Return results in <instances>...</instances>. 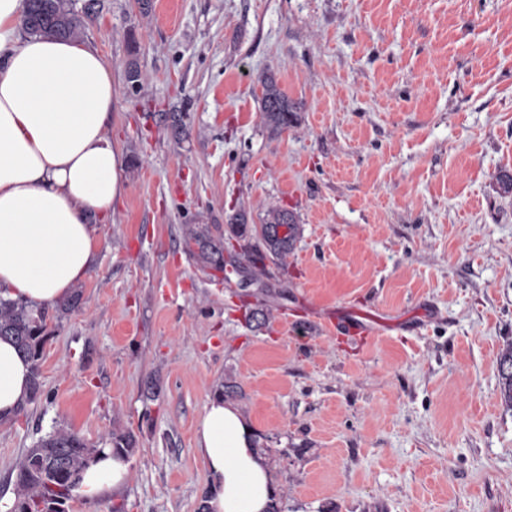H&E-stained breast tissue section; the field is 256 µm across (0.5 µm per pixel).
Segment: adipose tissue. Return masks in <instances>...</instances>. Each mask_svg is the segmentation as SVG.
I'll list each match as a JSON object with an SVG mask.
<instances>
[{"label": "adipose tissue", "instance_id": "1", "mask_svg": "<svg viewBox=\"0 0 512 512\" xmlns=\"http://www.w3.org/2000/svg\"><path fill=\"white\" fill-rule=\"evenodd\" d=\"M22 0H0V295L31 304L67 296L98 246L94 218L124 190L106 133L116 92L109 66L79 41L22 32ZM30 365L0 338V422L29 395ZM209 512H268L274 483L254 430L214 395L196 428ZM127 459L103 449L73 490L86 503L121 490Z\"/></svg>", "mask_w": 512, "mask_h": 512}]
</instances>
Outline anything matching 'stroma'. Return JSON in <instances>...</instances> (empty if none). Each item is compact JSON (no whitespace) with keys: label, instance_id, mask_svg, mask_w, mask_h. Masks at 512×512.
Returning a JSON list of instances; mask_svg holds the SVG:
<instances>
[{"label":"stroma","instance_id":"35a3bbf8","mask_svg":"<svg viewBox=\"0 0 512 512\" xmlns=\"http://www.w3.org/2000/svg\"><path fill=\"white\" fill-rule=\"evenodd\" d=\"M99 0L125 187L81 306L47 320L43 396L0 424V500L53 428L132 432L129 481L66 512H198L197 423L225 382L278 512H512V0ZM137 60L139 97L128 94ZM273 71L297 126L261 125ZM179 107L175 141L149 115ZM296 212L276 295L200 269L186 224ZM269 306L247 325L248 309ZM363 311L366 339L327 328Z\"/></svg>","mask_w":512,"mask_h":512}]
</instances>
